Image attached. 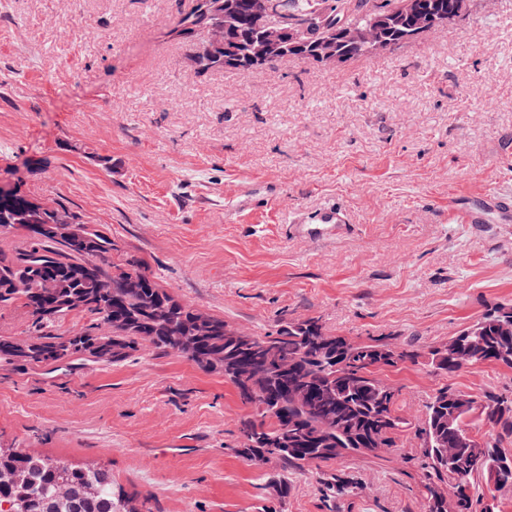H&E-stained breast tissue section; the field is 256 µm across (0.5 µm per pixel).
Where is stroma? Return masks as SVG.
<instances>
[{"label":"stroma","instance_id":"35a3bbf8","mask_svg":"<svg viewBox=\"0 0 512 512\" xmlns=\"http://www.w3.org/2000/svg\"><path fill=\"white\" fill-rule=\"evenodd\" d=\"M193 0H0V183L61 204L141 257L180 300L255 335L281 317L423 350L512 304V0L447 31L326 67L198 73L172 37ZM111 165H104V158ZM330 204L347 230L310 236ZM416 419L448 385L512 390L493 364L382 371ZM246 408L222 375L137 350L112 366L0 369V446L110 470L151 512H252L264 471L236 456ZM347 457V499L290 474L281 512H421L419 441Z\"/></svg>","mask_w":512,"mask_h":512}]
</instances>
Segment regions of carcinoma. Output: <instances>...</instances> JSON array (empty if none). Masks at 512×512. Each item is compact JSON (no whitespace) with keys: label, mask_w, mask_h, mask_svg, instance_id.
<instances>
[{"label":"carcinoma","mask_w":512,"mask_h":512,"mask_svg":"<svg viewBox=\"0 0 512 512\" xmlns=\"http://www.w3.org/2000/svg\"><path fill=\"white\" fill-rule=\"evenodd\" d=\"M236 20L224 41L238 51L257 37L249 0H234ZM277 0L282 19L301 34L289 37L266 66L294 58L317 62L320 45L330 39L342 60L363 56L366 48L350 42L344 26H373L385 45L414 40L436 22L455 21L467 0H416V12L403 14L398 0ZM178 28L204 34L198 8L181 15ZM200 73L214 69L247 70L239 61L224 63L194 56ZM31 224H53L51 235H34ZM0 231L22 232L20 247L0 254V310L23 307L32 317L26 339L0 334V364L59 367L113 365L137 349L175 353L205 372L224 375L248 408L238 424L235 454L255 466L274 460L270 476L277 496L288 495V473L320 470L322 492L336 500L350 492L355 478L333 465L348 456L378 459L373 448L395 453L397 435L408 427L420 441L422 512H448L445 491L460 481L456 512H497L502 489L489 481L499 466L501 480L512 482V395L483 397L443 386L422 405L412 422L399 414L400 389L378 373L422 358L431 370L448 376L484 364L512 369V319L500 309L458 330L459 341L444 351L430 346L408 350L386 339L355 341L336 336L315 318H282L276 335L252 336L253 346L232 335V325L212 317L208 333L195 331V308L162 288L142 258L113 259L112 237L84 224L67 208L41 214L36 201L18 188L0 192ZM80 313L89 324L71 336L54 332L65 317ZM469 401H461V397ZM1 469H20L25 484H0V512H128L131 497L112 489L104 469L19 448L0 456ZM97 488L89 496L86 489Z\"/></svg>","instance_id":"carcinoma-1"}]
</instances>
